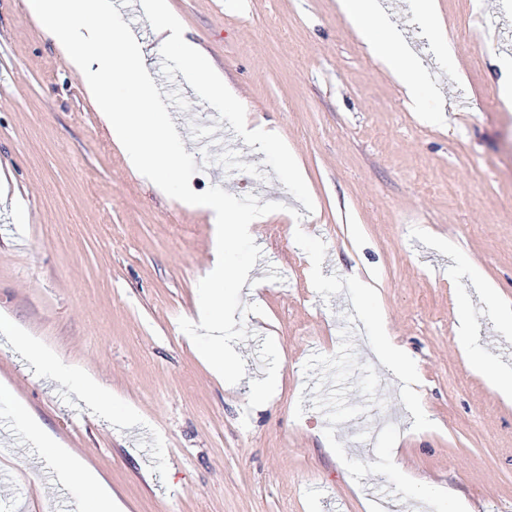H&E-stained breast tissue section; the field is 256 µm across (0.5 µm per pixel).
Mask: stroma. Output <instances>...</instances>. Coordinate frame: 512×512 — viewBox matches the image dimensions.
<instances>
[{
  "label": "stroma",
  "instance_id": "stroma-1",
  "mask_svg": "<svg viewBox=\"0 0 512 512\" xmlns=\"http://www.w3.org/2000/svg\"><path fill=\"white\" fill-rule=\"evenodd\" d=\"M379 0L420 61L422 109L381 67L338 0H168L237 92L214 100L178 53L161 47L139 0L129 23L197 172L195 192L283 203L252 237L262 256L240 291L263 313L234 343L246 374L215 377L181 330L212 261L207 213L132 171L79 77L25 0H0V317L37 337L42 363L0 334V512H92L61 473L95 470L128 512H434L401 500L382 475L354 481L314 408L304 364L339 348L348 293L323 300L296 229L327 248L323 275L352 274L378 293L387 330L417 366L416 432L402 383L370 348L378 404L338 424L348 458L376 461L385 425L407 476L457 495L467 512H512V0ZM272 132L259 150L242 128ZM469 335H461L459 312ZM92 375L90 401L66 368ZM23 404L70 456L39 447Z\"/></svg>",
  "mask_w": 512,
  "mask_h": 512
}]
</instances>
